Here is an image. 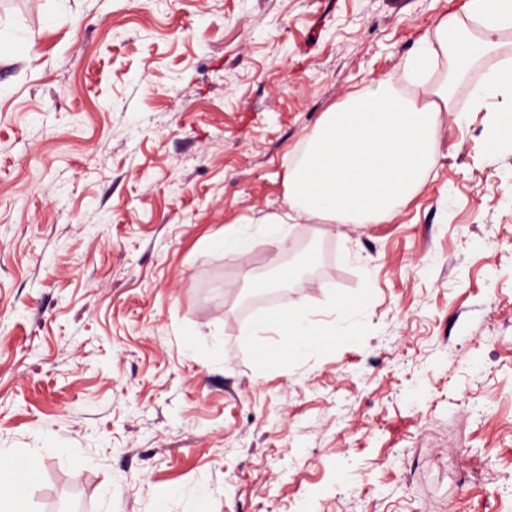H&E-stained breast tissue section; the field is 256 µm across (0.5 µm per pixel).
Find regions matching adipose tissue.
I'll list each match as a JSON object with an SVG mask.
<instances>
[{"instance_id": "adipose-tissue-1", "label": "adipose tissue", "mask_w": 512, "mask_h": 512, "mask_svg": "<svg viewBox=\"0 0 512 512\" xmlns=\"http://www.w3.org/2000/svg\"><path fill=\"white\" fill-rule=\"evenodd\" d=\"M512 31V0H466L461 11L441 16L423 34L404 74L419 87L438 58L448 62L434 99L396 93L392 80L379 81L324 112L321 123L288 166V210L224 234L226 250L247 253L255 235L281 242L288 221L319 217L342 224H371L392 217L424 183L434 161L440 112L452 111L457 82L477 59L496 50ZM497 105L512 112V67L488 70L473 100V111ZM37 472L18 457H0V512H27L25 486Z\"/></svg>"}]
</instances>
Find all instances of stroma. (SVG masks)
<instances>
[{
	"label": "stroma",
	"instance_id": "35a3bbf8",
	"mask_svg": "<svg viewBox=\"0 0 512 512\" xmlns=\"http://www.w3.org/2000/svg\"><path fill=\"white\" fill-rule=\"evenodd\" d=\"M462 2L0 0V452L38 470L29 512H512V143L466 109L512 33L394 218L222 245ZM306 243L314 270L249 301ZM343 295L360 331L252 334Z\"/></svg>",
	"mask_w": 512,
	"mask_h": 512
}]
</instances>
